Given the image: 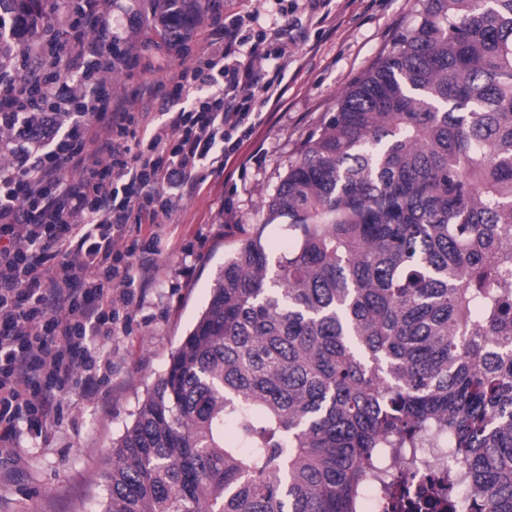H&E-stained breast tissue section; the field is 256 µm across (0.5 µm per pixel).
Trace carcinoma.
I'll return each mask as SVG.
<instances>
[{"label":"carcinoma","mask_w":512,"mask_h":512,"mask_svg":"<svg viewBox=\"0 0 512 512\" xmlns=\"http://www.w3.org/2000/svg\"><path fill=\"white\" fill-rule=\"evenodd\" d=\"M416 25L288 160L262 232L104 457L103 512H361L385 448L445 432L512 512V0H420ZM167 50L203 0H139ZM78 0H0L19 48ZM286 229V224H269L263 230V238L267 241L274 256H279L288 251V245L291 244V241Z\"/></svg>","instance_id":"carcinoma-1"}]
</instances>
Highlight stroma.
I'll return each instance as SVG.
<instances>
[{"instance_id":"stroma-1","label":"stroma","mask_w":512,"mask_h":512,"mask_svg":"<svg viewBox=\"0 0 512 512\" xmlns=\"http://www.w3.org/2000/svg\"><path fill=\"white\" fill-rule=\"evenodd\" d=\"M329 9L321 27H309L308 42L289 46L281 98L264 107L261 124L223 171L173 214L172 237L146 263L129 333L103 344L112 363L109 383L90 394H64V411L47 429H21L22 462L0 463V512H101L107 490L100 461L197 320L225 257L258 231L273 255L287 252L285 225L263 220L289 157L335 111L341 94L392 50L397 35L414 26L418 2L331 0ZM203 31L196 22L182 53L153 48L134 69L110 74L113 97L152 104L155 83L166 70L191 63Z\"/></svg>"}]
</instances>
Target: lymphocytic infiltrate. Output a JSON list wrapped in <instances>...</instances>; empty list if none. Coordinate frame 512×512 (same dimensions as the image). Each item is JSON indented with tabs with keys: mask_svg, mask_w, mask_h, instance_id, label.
Listing matches in <instances>:
<instances>
[{
	"mask_svg": "<svg viewBox=\"0 0 512 512\" xmlns=\"http://www.w3.org/2000/svg\"><path fill=\"white\" fill-rule=\"evenodd\" d=\"M274 4L266 26L255 11L209 12L203 51L167 73L156 112L114 99L104 79L123 29L92 46L69 26L59 49L46 38L25 47L38 70L0 80V125L19 132L0 166V460L16 455L21 425L55 415L52 397L97 387L94 341L125 330L164 218L278 95L297 5ZM60 57L76 86L56 76Z\"/></svg>",
	"mask_w": 512,
	"mask_h": 512,
	"instance_id": "obj_1",
	"label": "lymphocytic infiltrate"
}]
</instances>
